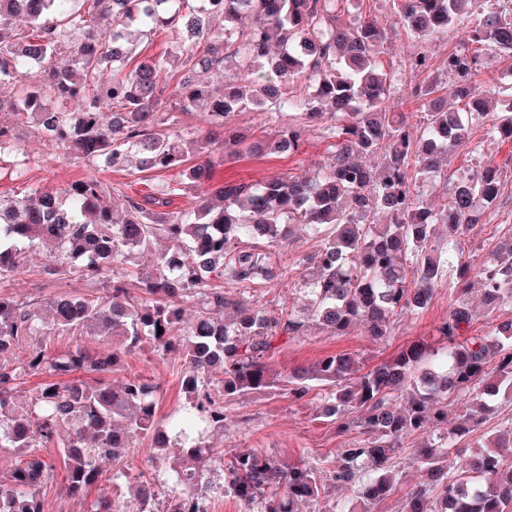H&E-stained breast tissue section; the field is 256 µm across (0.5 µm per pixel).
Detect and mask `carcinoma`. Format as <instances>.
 Segmentation results:
<instances>
[{"label":"carcinoma","instance_id":"carcinoma-1","mask_svg":"<svg viewBox=\"0 0 512 512\" xmlns=\"http://www.w3.org/2000/svg\"><path fill=\"white\" fill-rule=\"evenodd\" d=\"M356 0H0V82L17 81L33 63L42 82L23 86L9 108L21 125L34 124L41 139L64 159L96 170L122 167L138 156L141 172L182 168L184 185L198 194L195 205L161 214L127 198L116 219L105 203L107 187L92 174L61 192L34 190L21 198L0 197V280L25 271L29 252L48 246L45 272L59 279L119 272L104 296L61 295L42 319L36 303L0 293V448H17L26 459L0 477V512H44L39 488L54 478L52 461L34 452L58 448L66 470L65 492L77 497L94 484L97 459L127 458L152 439L161 455L183 462L170 489L167 512H207L208 502L229 492L261 512H297L321 490L317 468L303 460L288 466L249 449L225 464V482L203 480L202 468L216 461L203 431H224L226 403L260 392L283 390L299 401L322 390L320 413L347 431L354 424L365 440L340 452L331 480L357 490L359 507L336 503L333 512H377L396 487L395 463L402 442L416 433L429 441L416 449L427 482L411 491L403 512H512V427L468 452V440L493 414L496 401H512V319L494 317L489 330L472 332L475 313L466 298L473 276L481 282L489 312L512 301V238L503 239L478 268L464 260L457 239L481 231L500 197V170L492 162L455 178L442 170L441 155L469 146L474 122L487 119L490 140L512 143V91L474 80L479 54L492 45L512 57V3L484 0L488 7L470 17L477 0H396L395 24L418 40L465 29L464 49L448 53L445 69L457 77L449 95L464 103L451 111L434 81L411 87L424 109L419 131L409 112L388 105L414 71L427 69L417 55L396 69L379 67L384 33L360 20L338 22V12ZM163 25L186 31L176 65L182 71L177 105L206 107L223 130L224 152L201 132L188 143L204 156L189 163L161 133L168 99L159 86L160 61L148 58L129 71L103 79L101 63L123 62L136 47L124 31L148 33ZM68 46L74 67L55 56ZM233 62L240 84L213 87L205 75ZM306 79L304 96L289 85ZM77 102L69 112L64 105ZM268 107L278 117L296 112L313 122L320 106L334 124L327 128L331 155L308 181L277 177L254 184L213 183L224 155L293 153L303 129L290 128L270 143L239 134L229 118L248 106ZM17 151L14 127L0 126V170ZM357 154H380L371 169ZM448 182V201L435 210L418 187ZM302 224L319 239L306 258L301 287L307 315L275 313L243 304L250 289L288 278L274 265L276 244ZM448 225V243L433 241L434 225ZM165 239L173 248L155 256L154 269L130 276L128 255ZM456 272L458 297L436 327L437 347L413 342L388 361L362 370L357 356L335 353L282 374L274 358L281 348L316 325L329 336L355 327L374 339L390 334L391 317L428 307L436 288ZM200 311L184 328V303ZM51 336H94L106 346L75 344L60 353ZM151 343L181 360L184 414L178 435L158 426L160 384L138 376L111 383L105 376L123 355ZM87 373L100 378L90 382ZM44 378L25 409L16 413L13 396L20 375ZM457 414L448 423V400ZM457 449L459 461L450 460ZM156 483L132 487L133 512H154Z\"/></svg>","mask_w":512,"mask_h":512}]
</instances>
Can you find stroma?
Here are the masks:
<instances>
[{
    "label": "stroma",
    "mask_w": 512,
    "mask_h": 512,
    "mask_svg": "<svg viewBox=\"0 0 512 512\" xmlns=\"http://www.w3.org/2000/svg\"><path fill=\"white\" fill-rule=\"evenodd\" d=\"M374 20L385 32L380 59L384 65L397 66L418 53H426L432 63L431 78L439 79L443 85L453 82L451 75L442 69V62L448 53L462 47V32H449L439 40L421 43L409 38L400 27L394 24L392 0H357L355 6L341 12V22H351L354 16ZM330 117H323L313 123L307 133L299 153L268 154L262 157L241 156L226 160L216 167L215 181L255 183L284 175L306 178L324 165L328 158V145L323 139V127L330 125ZM16 143L26 158L21 176L9 173L0 174V196L20 197L29 190L43 188L57 190L63 188L85 174L86 165L77 161L63 160L50 143L40 140L32 128L22 125L16 130ZM512 156V144L491 142L485 138L484 128H476L474 139L468 148L449 152L445 166L448 172L459 174L492 161L502 165L501 208L499 214L490 219L477 236L460 239L459 245L464 255L473 262H480L502 238L512 235V165H506L507 157ZM99 179L108 187L114 206H122L126 198L143 199L156 195L158 189H165L167 203L165 212H179L191 208L195 203L192 191L184 189L180 169L141 172L135 165H127L122 170H102ZM317 248L315 239L305 232L297 234L278 249L281 263L288 266L287 280L277 285L252 289L249 297L259 304L274 310H297L303 304L300 293V280L306 269L305 259ZM45 254L37 251L30 255L24 273L12 280L1 283L0 291L12 294L19 299L34 298L40 302L61 294L104 295L105 278L90 279L75 275L60 281L44 272ZM457 297L455 277H448L445 285L439 288L427 309L419 312H405L393 318V334L387 340L374 342L355 331L346 336H327L317 330H309L307 335L289 342L278 354V370L308 366L322 356L355 352L363 358L367 366H374L389 358L402 346L413 341L428 344L436 343L435 325L445 318ZM180 361L171 355H164L153 348L128 354L123 357L117 379L138 376L155 380L162 384L163 393L159 400L157 417L167 422L169 416L185 405L186 400L180 389ZM316 395H309L295 402L287 395L252 394L227 404V419L223 432L208 433L209 443L216 451L232 456L238 449L249 448L263 457H271L289 464L303 456H310L319 468H333L342 448L353 440L361 439L360 428L354 427L342 432L335 423L317 414ZM425 441L424 436L413 435L404 442L405 449L396 463L398 485L396 493L380 506L378 512H403V497L421 483L423 473L414 460V450ZM151 452L150 441H143L124 462L123 469L113 468L111 460L99 462L101 475L85 492L84 497L71 498L63 491L62 476H55L40 490L44 512H81L86 503L106 498L123 506L130 501L129 488L141 476L157 474L159 482L169 483L175 478L169 467L152 471L146 464Z\"/></svg>",
    "instance_id": "obj_1"
}]
</instances>
